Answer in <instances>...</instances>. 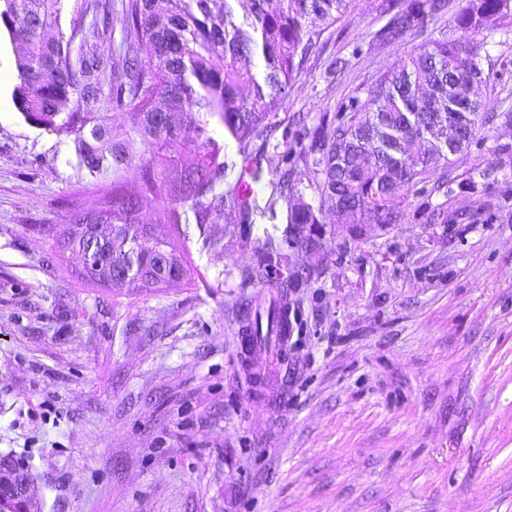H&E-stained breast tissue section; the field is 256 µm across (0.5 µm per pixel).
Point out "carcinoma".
Returning a JSON list of instances; mask_svg holds the SVG:
<instances>
[{
  "instance_id": "carcinoma-1",
  "label": "carcinoma",
  "mask_w": 512,
  "mask_h": 512,
  "mask_svg": "<svg viewBox=\"0 0 512 512\" xmlns=\"http://www.w3.org/2000/svg\"><path fill=\"white\" fill-rule=\"evenodd\" d=\"M175 11L171 0H127L125 51L107 58L91 52L79 70L70 63L69 42L59 31L61 0H0V20L12 38L25 44L16 60L18 83L14 103L25 119L58 133H75L82 165L91 172L112 167L113 173L137 159V145H163L182 152L185 190L168 186L153 168L143 167L139 191H125L121 182L101 198V220L112 225V239L104 246L103 267L83 274L85 281L103 288L128 291L160 288L166 280L148 266L129 276L122 266L131 264L139 233L144 228L141 200L162 199L156 222L180 224L194 217L208 224L231 205L241 224L253 223L256 203L249 182L242 180L222 194L215 185L224 178L219 147L209 135V119L217 118L224 130L242 144L245 169L251 179L262 175L261 160L277 151L278 181L274 193L288 206L287 225L277 238L267 237L254 246V263L245 282L273 284L288 294L307 288L311 276L296 270L300 252L318 240L304 234L307 224L320 223L325 211L337 212L343 224H403L406 213L401 195L422 199L418 213L427 224L448 223V212L432 202V192L448 179L434 177L431 164H448L453 154L444 140L446 130L457 129L466 150L476 137L479 121L488 112L483 90L490 81L477 36L496 29L512 15V0H461L448 32L428 37L405 54L376 80L362 102L352 96L325 112L316 123L300 118L283 125L282 102L323 28L348 12L351 0H182ZM387 17L376 38L399 43L409 31L420 34L438 25L448 0H379ZM258 56L264 76L237 66ZM110 72V95L120 107L130 99L129 129L104 138L96 131L109 127L85 112H65L71 101L94 99L100 74ZM249 95L242 96L243 89ZM165 103L171 121L159 124L153 101ZM195 129L194 149L183 146L185 128ZM282 141L272 142L277 130ZM259 143L255 154L249 146ZM312 162L317 204L305 200L293 180L301 162ZM436 186L430 188V181ZM82 213L73 215L59 233V252L81 262L78 241ZM244 322L254 336H286L292 329L288 312L272 302L266 308L246 304Z\"/></svg>"
}]
</instances>
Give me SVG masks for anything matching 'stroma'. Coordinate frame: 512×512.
Returning <instances> with one entry per match:
<instances>
[{
  "mask_svg": "<svg viewBox=\"0 0 512 512\" xmlns=\"http://www.w3.org/2000/svg\"><path fill=\"white\" fill-rule=\"evenodd\" d=\"M378 2L353 0L324 30L282 120L366 98L420 44L377 41ZM100 9L110 30L93 25ZM59 26L79 66L120 45L122 0H62ZM485 39L495 105L512 97V17ZM19 52L0 23V459L22 468L39 512H512V158L498 153L512 126L484 123L432 197L475 223L326 212L307 225L320 245L303 252L310 287L288 294L294 331L251 371L242 310L277 291L243 275L252 242L286 223L274 163L252 223L228 207L207 231L157 225L185 250L183 279L134 293L87 283L54 233L98 208L114 175L17 110Z\"/></svg>",
  "mask_w": 512,
  "mask_h": 512,
  "instance_id": "obj_1",
  "label": "stroma"
}]
</instances>
